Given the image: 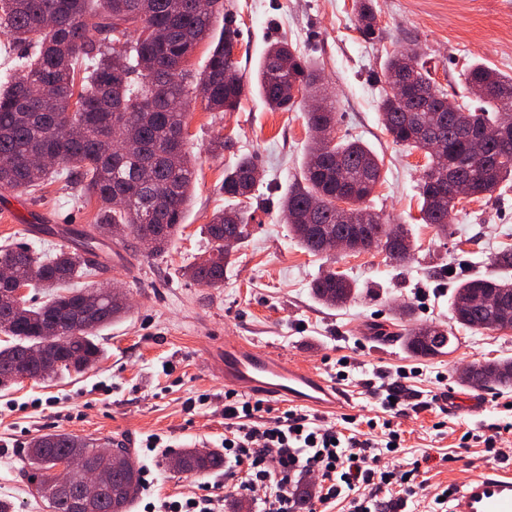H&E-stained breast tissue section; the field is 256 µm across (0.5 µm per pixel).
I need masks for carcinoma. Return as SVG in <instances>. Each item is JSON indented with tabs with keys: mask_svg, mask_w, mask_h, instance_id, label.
I'll return each instance as SVG.
<instances>
[{
	"mask_svg": "<svg viewBox=\"0 0 512 512\" xmlns=\"http://www.w3.org/2000/svg\"><path fill=\"white\" fill-rule=\"evenodd\" d=\"M358 29L377 39L380 28L371 0H355ZM224 0H0V36L26 54L16 72L0 82V190L32 195L51 180L80 184L81 197L95 200V223L70 234L77 246L40 254L27 247L0 246V266L12 276L0 278V387L18 377H38L24 363V351L62 337L63 362L58 372L81 373L101 358L96 332L121 319L128 303L98 294L95 287H76L96 270L91 256L102 241L122 227L138 240L150 236L155 252L164 251L182 224L191 201L195 161L185 148L188 102L199 97L211 112H232L248 82L234 58L239 30L224 13ZM224 28L216 31L217 18ZM214 44L202 71L190 69L197 45ZM388 84L402 80L406 92L389 91L380 102L383 125L392 141L424 153L427 162L418 182L420 219L448 236V220L456 201L444 179L443 159L458 164L456 177L470 183L474 197L499 191L512 180V130L508 140L491 134L502 119L512 123V76L482 64L465 77L469 93L480 103L472 109L448 111V96L438 88L426 63L403 49L385 63ZM324 99L322 74L301 63L292 46H269L258 66L256 87L272 110L295 104L292 87ZM315 132L301 177L286 192L281 210L292 238L307 252L321 255L322 238L337 231L360 236L365 250H377L396 264L413 251L409 229L391 224L367 201L382 180L378 156L358 139L336 141L331 105L305 113ZM50 155L54 162H31ZM256 165L240 157L224 175L222 190L231 204L206 225L208 255L185 268L184 275L210 288L224 287L231 251L224 237L237 243L248 237L251 213L237 200L252 194ZM126 204L114 205L116 198ZM347 200L352 222H341L336 198ZM54 288L41 305L15 289ZM314 298L328 307L354 298L356 285L345 274L323 271L311 283ZM453 319L475 331L499 330L512 307V278L478 275L461 282L451 302ZM424 327L407 331L403 342L417 356L443 349L423 343ZM468 386L490 383L512 386V358H496L458 369ZM92 438L65 433L35 437L25 452V465L37 494L51 512H73L72 504L46 489L59 480L76 485L81 475L59 469L69 454L83 455L113 471L112 487L100 494L97 512H130L141 488V475L130 449L99 454ZM183 472L205 475L224 469V453L195 448L175 454Z\"/></svg>",
	"mask_w": 512,
	"mask_h": 512,
	"instance_id": "1",
	"label": "carcinoma"
}]
</instances>
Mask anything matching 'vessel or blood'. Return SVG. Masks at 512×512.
<instances>
[{
  "instance_id": "vessel-or-blood-1",
  "label": "vessel or blood",
  "mask_w": 512,
  "mask_h": 512,
  "mask_svg": "<svg viewBox=\"0 0 512 512\" xmlns=\"http://www.w3.org/2000/svg\"><path fill=\"white\" fill-rule=\"evenodd\" d=\"M224 383L313 409H337L346 401L335 383L244 340L224 350ZM446 512H512V468L494 465L454 486Z\"/></svg>"
}]
</instances>
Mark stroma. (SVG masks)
Wrapping results in <instances>:
<instances>
[{"mask_svg": "<svg viewBox=\"0 0 512 512\" xmlns=\"http://www.w3.org/2000/svg\"><path fill=\"white\" fill-rule=\"evenodd\" d=\"M240 36L234 48L240 74L252 79L276 41L292 44L303 62L321 70L335 106L336 139L362 140L382 163L383 179L371 206L393 224L409 225L415 245L406 265L384 253L313 255L289 235L281 200L301 175L311 140L303 104L273 111L257 93L246 94L238 110L211 112L200 100L187 106L186 147L197 176L184 222L171 246L155 254L132 236L105 240L98 253L100 273L89 284L118 283L131 300L130 312L103 328L100 361L80 375H60L0 388V498L15 512H49L22 465L29 440L42 433L123 442L138 465L154 476L141 489L132 512L167 496L209 494L223 512H261L262 503L225 485L223 472L178 474L167 455L184 448H219L224 441V378L216 366L222 339L242 338L335 380L339 358H347L350 380L345 408L319 412L330 425L346 416L384 417L375 388L411 372L415 396L394 418L404 447L389 465L419 468L425 496L408 501L404 512H429L431 496L465 480L480 467H512V388L480 389V416H449V391L465 393L456 370L467 364L512 356V330L473 331L451 313L454 288L494 272L493 259L512 248V187L492 197L465 200L453 212L447 236L418 220L417 190L425 158L393 143L379 105L388 85L385 62L403 46L427 61L449 99L473 105L465 70L482 62L512 75V0H374L381 38H365L357 28L354 0H226ZM223 135L230 147L215 155L209 143ZM252 155L259 181L246 206L249 236L237 246L224 285L206 288L183 274L184 266L210 247L206 226L227 201L224 173L238 156ZM95 204L83 202L77 187L47 183L35 197L0 192V245L22 244L54 251L71 245L61 227L94 223ZM37 226L36 235L23 225ZM52 233H45V226ZM345 273L358 285L357 297L330 308L312 295L310 284L325 269ZM409 316H400L402 306ZM417 323L452 331V353L418 357L398 335ZM152 435L161 448L144 449Z\"/></svg>", "mask_w": 512, "mask_h": 512, "instance_id": "1", "label": "stroma"}]
</instances>
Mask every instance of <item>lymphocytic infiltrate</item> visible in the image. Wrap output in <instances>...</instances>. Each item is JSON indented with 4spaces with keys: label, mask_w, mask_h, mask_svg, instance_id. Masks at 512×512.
I'll use <instances>...</instances> for the list:
<instances>
[{
    "label": "lymphocytic infiltrate",
    "mask_w": 512,
    "mask_h": 512,
    "mask_svg": "<svg viewBox=\"0 0 512 512\" xmlns=\"http://www.w3.org/2000/svg\"><path fill=\"white\" fill-rule=\"evenodd\" d=\"M260 402L226 393L224 459L228 478L239 490L261 493L264 512H294L295 477H310L315 508L347 502L348 512H392L423 491L416 470L395 472L385 464L403 439L389 431L385 440L361 438L357 430L326 426L317 418L286 409L274 421L262 419Z\"/></svg>",
    "instance_id": "f902f5d3"
}]
</instances>
